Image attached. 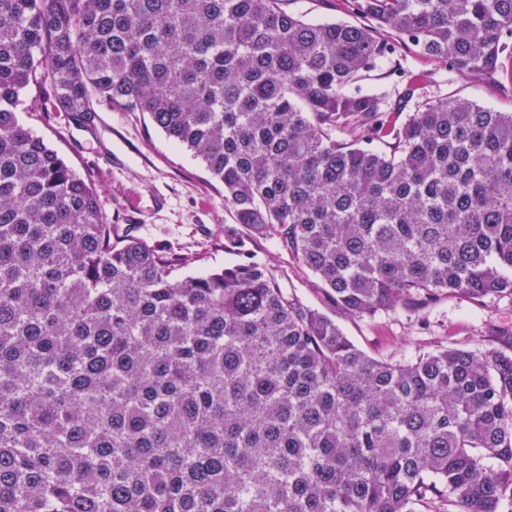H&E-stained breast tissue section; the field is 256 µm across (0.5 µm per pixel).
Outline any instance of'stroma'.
I'll use <instances>...</instances> for the list:
<instances>
[{"label":"stroma","mask_w":512,"mask_h":512,"mask_svg":"<svg viewBox=\"0 0 512 512\" xmlns=\"http://www.w3.org/2000/svg\"><path fill=\"white\" fill-rule=\"evenodd\" d=\"M283 9L308 21L341 20L355 16L346 0H282ZM399 59L406 71L422 75L421 91L428 96H454L512 112V83L490 87L451 71H440L408 49ZM29 91L17 116L35 135L80 175L90 177L102 207L116 224L134 223V233L188 255L174 277L199 275L239 263L243 255L267 263L290 292L307 306L335 317L346 336L367 355L400 361L438 345L482 350L495 347L490 326L512 330V298L475 305L446 295L418 318L400 310L371 317L338 315L318 289L315 277L296 263L286 249L260 238L234 221L224 206V187L201 160L170 140L140 112H121L97 101L91 125L82 127L65 115L44 116ZM141 196L147 209L130 218L123 208L127 196Z\"/></svg>","instance_id":"obj_1"}]
</instances>
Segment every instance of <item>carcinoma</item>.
Masks as SVG:
<instances>
[{"label": "carcinoma", "mask_w": 512, "mask_h": 512, "mask_svg": "<svg viewBox=\"0 0 512 512\" xmlns=\"http://www.w3.org/2000/svg\"><path fill=\"white\" fill-rule=\"evenodd\" d=\"M0 0V512H502L512 354L360 350L251 257L112 223L17 117L145 112L349 317L512 298V112L361 82L407 46L500 84L512 0ZM281 6L289 13L308 21H357L348 7V2L344 0H284Z\"/></svg>", "instance_id": "carcinoma-1"}]
</instances>
